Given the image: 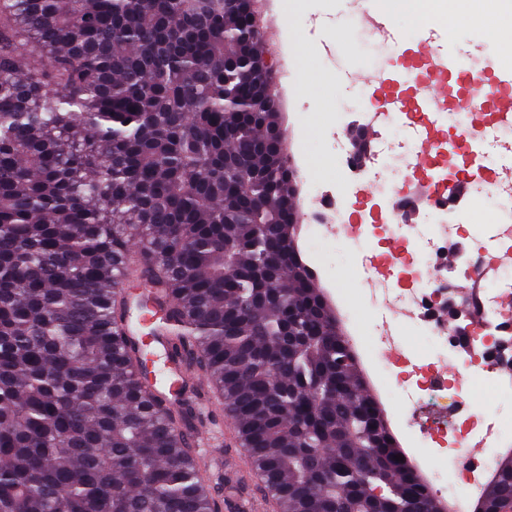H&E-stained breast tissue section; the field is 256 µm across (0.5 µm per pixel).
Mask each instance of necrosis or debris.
<instances>
[{
    "label": "necrosis or debris",
    "instance_id": "obj_1",
    "mask_svg": "<svg viewBox=\"0 0 512 512\" xmlns=\"http://www.w3.org/2000/svg\"><path fill=\"white\" fill-rule=\"evenodd\" d=\"M477 97L478 105L470 112L455 111L450 100H443L448 123L461 133L490 125L498 127L501 134L512 133V128L504 126L503 115L492 109L495 94L482 89ZM423 138L439 141L438 127L429 123L420 137L405 136L397 154L379 148L370 156L359 157L339 147L336 157L345 182L332 196L312 186L304 228L307 247L302 255L313 261V242L345 233L350 234L357 253L375 238L395 241V250L373 268L371 278L385 302L398 305L402 322L419 327L427 343L423 350L399 347L391 361V379L394 386L412 396L410 411L418 416L421 444L438 447L430 486L443 493L454 491L461 483L459 473L449 472L445 465L449 451L467 447L475 438L494 448L512 440L511 420L488 423L471 410L474 383L499 385L503 372L512 369L504 340L512 333V309L502 305L503 297L512 292V194L500 188L495 166L485 165L482 192L493 204L496 223L489 241L477 235L452 241L445 227L414 222L413 213L438 215L444 211L435 195L423 190L427 170L412 161ZM364 180L377 183L383 196L412 188L420 189L421 194L409 212L377 205L357 211L347 200L348 185ZM486 258L500 265L497 287L476 294L467 322L449 321L448 296L457 292L460 280L481 282ZM450 361L455 364L452 377L440 380V370Z\"/></svg>",
    "mask_w": 512,
    "mask_h": 512
}]
</instances>
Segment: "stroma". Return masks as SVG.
<instances>
[{
	"label": "stroma",
	"instance_id": "1",
	"mask_svg": "<svg viewBox=\"0 0 512 512\" xmlns=\"http://www.w3.org/2000/svg\"><path fill=\"white\" fill-rule=\"evenodd\" d=\"M262 9L267 36L277 43L268 54L273 72L286 67L300 74L297 81L279 89L288 155L301 170L313 172L319 183H339L343 174L326 133L362 123L363 112L373 106L369 100L358 103L356 94L387 67L386 54L370 35L368 19L377 8L362 6L361 0H262ZM493 24L489 15L483 28L465 25L457 30L452 44L495 76L512 75V30H497ZM315 251L319 284L337 313L349 307L359 312L358 321L345 329L359 341L357 351L392 431L405 453L415 463L425 464L429 451L420 447L416 426L406 420L407 403L381 374L390 361L376 342L378 310L371 304L373 288L355 276L347 241H324ZM209 415L213 430L224 435L222 455L238 475L234 498L225 501L222 512H238L240 502L253 503L259 512H277L275 501L264 498L259 477L238 446L233 423L222 406H212Z\"/></svg>",
	"mask_w": 512,
	"mask_h": 512
}]
</instances>
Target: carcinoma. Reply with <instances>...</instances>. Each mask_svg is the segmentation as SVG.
<instances>
[{
  "mask_svg": "<svg viewBox=\"0 0 512 512\" xmlns=\"http://www.w3.org/2000/svg\"><path fill=\"white\" fill-rule=\"evenodd\" d=\"M263 53L224 0H0V512H217L182 432L205 419L121 330L136 276L280 512L437 496L300 258Z\"/></svg>",
  "mask_w": 512,
  "mask_h": 512,
  "instance_id": "1",
  "label": "carcinoma"
}]
</instances>
